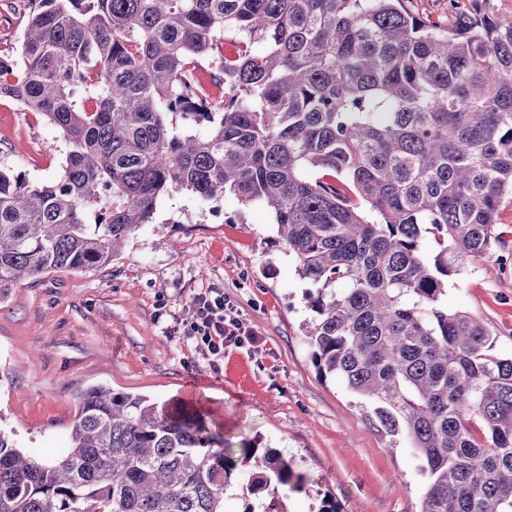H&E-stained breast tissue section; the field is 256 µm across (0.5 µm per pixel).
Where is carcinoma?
Instances as JSON below:
<instances>
[{
  "label": "carcinoma",
  "instance_id": "cac0c4a2",
  "mask_svg": "<svg viewBox=\"0 0 512 512\" xmlns=\"http://www.w3.org/2000/svg\"><path fill=\"white\" fill-rule=\"evenodd\" d=\"M29 2L0 97L68 151L48 184L0 169V300L109 264L174 191L264 207L306 284L313 361L408 439L421 512H512V358L448 309L512 196V20L448 28L406 0ZM75 407L54 460L0 429V512H224L235 476L253 495L301 482L182 404L94 386Z\"/></svg>",
  "mask_w": 512,
  "mask_h": 512
}]
</instances>
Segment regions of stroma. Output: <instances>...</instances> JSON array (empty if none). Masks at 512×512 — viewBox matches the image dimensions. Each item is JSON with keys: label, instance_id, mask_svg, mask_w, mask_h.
<instances>
[{"label": "stroma", "instance_id": "1", "mask_svg": "<svg viewBox=\"0 0 512 512\" xmlns=\"http://www.w3.org/2000/svg\"><path fill=\"white\" fill-rule=\"evenodd\" d=\"M29 0H0V55L16 54ZM414 14L454 21L478 10L512 17V0H408ZM67 145L40 114L0 98V168L51 182ZM267 209L179 191L108 265L45 272L0 300V429L43 459L62 456L76 394L90 386L184 402L223 425L232 447L258 442L291 461L297 488L247 494L233 481L225 512H420L425 476L405 436L378 431L367 400L322 375L306 335L312 318L295 264ZM499 241L448 285L512 356V200ZM213 289L258 343L228 347L220 366L185 343L191 302Z\"/></svg>", "mask_w": 512, "mask_h": 512}]
</instances>
